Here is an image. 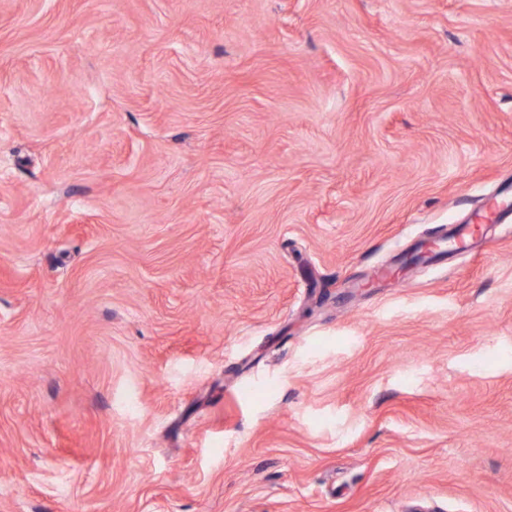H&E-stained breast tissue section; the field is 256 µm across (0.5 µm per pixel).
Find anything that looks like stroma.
<instances>
[{
    "instance_id": "obj_1",
    "label": "stroma",
    "mask_w": 512,
    "mask_h": 512,
    "mask_svg": "<svg viewBox=\"0 0 512 512\" xmlns=\"http://www.w3.org/2000/svg\"><path fill=\"white\" fill-rule=\"evenodd\" d=\"M512 0H0V512H512Z\"/></svg>"
}]
</instances>
